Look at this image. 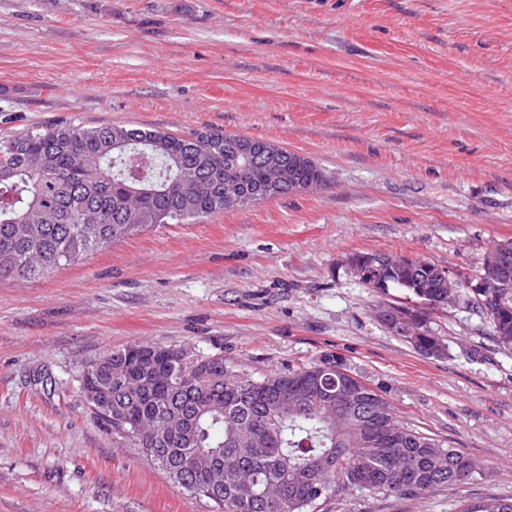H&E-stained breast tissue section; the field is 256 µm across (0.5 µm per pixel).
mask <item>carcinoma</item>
Listing matches in <instances>:
<instances>
[{"label":"carcinoma","mask_w":512,"mask_h":512,"mask_svg":"<svg viewBox=\"0 0 512 512\" xmlns=\"http://www.w3.org/2000/svg\"><path fill=\"white\" fill-rule=\"evenodd\" d=\"M221 129L185 135L119 124L63 120L0 137V280H35L89 252L160 224H182L240 207L224 198L237 181ZM407 280H435L434 264L416 261ZM489 319L499 346L512 349V289L479 301L455 289ZM418 314V351L440 341ZM169 345L132 344L110 353L131 377L156 378L133 397L117 380L98 406L106 422L175 486L214 512H323L336 490L422 499L476 478L470 459L397 419L368 386L338 409L309 397L291 406L278 385L352 381L338 360L287 368L259 379L241 376L224 358L185 353L171 365ZM199 458L224 464V489L210 491ZM464 512H512V499H489Z\"/></svg>","instance_id":"obj_1"}]
</instances>
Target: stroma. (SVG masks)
I'll return each instance as SVG.
<instances>
[{"instance_id":"stroma-1","label":"stroma","mask_w":512,"mask_h":512,"mask_svg":"<svg viewBox=\"0 0 512 512\" xmlns=\"http://www.w3.org/2000/svg\"><path fill=\"white\" fill-rule=\"evenodd\" d=\"M60 119L260 137L326 183L0 281V512H208L83 392L139 341L256 378L337 359L481 466L423 499L343 489L328 512L512 499V350L459 304L428 319L444 354L421 353L376 316L415 298L347 264L465 279L512 240V0H0V135ZM349 265L361 282L366 283L372 288H377V285L374 283L377 275L399 266L400 262L394 259L389 260L382 254L372 253L351 256L349 258Z\"/></svg>"}]
</instances>
